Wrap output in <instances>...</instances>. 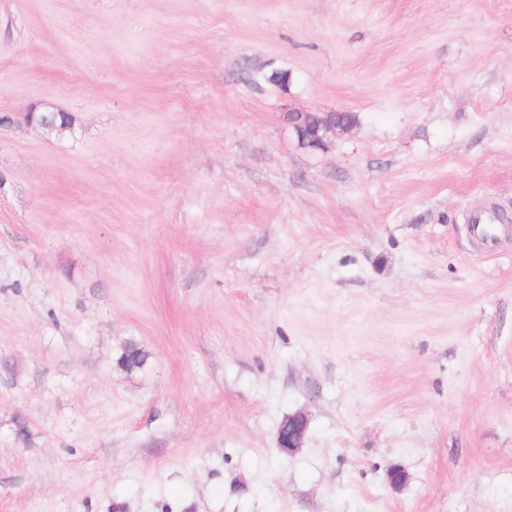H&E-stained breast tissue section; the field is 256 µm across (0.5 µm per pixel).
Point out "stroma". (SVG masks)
Returning <instances> with one entry per match:
<instances>
[{
  "instance_id": "stroma-1",
  "label": "stroma",
  "mask_w": 512,
  "mask_h": 512,
  "mask_svg": "<svg viewBox=\"0 0 512 512\" xmlns=\"http://www.w3.org/2000/svg\"><path fill=\"white\" fill-rule=\"evenodd\" d=\"M483 204L512 0H0V512H512ZM336 112H288V124L302 148L324 150L336 130H347L352 124L337 119ZM307 430L308 419L304 414L288 415L278 429V448L288 453H293L302 448Z\"/></svg>"
}]
</instances>
